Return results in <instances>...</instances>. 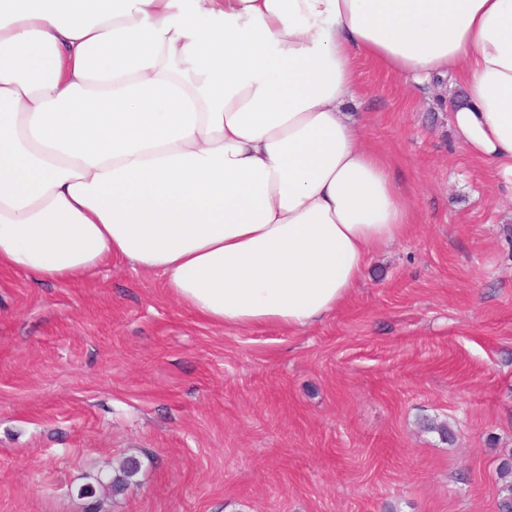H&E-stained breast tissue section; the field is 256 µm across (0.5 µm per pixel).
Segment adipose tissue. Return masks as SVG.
<instances>
[{
    "instance_id": "obj_1",
    "label": "adipose tissue",
    "mask_w": 512,
    "mask_h": 512,
    "mask_svg": "<svg viewBox=\"0 0 512 512\" xmlns=\"http://www.w3.org/2000/svg\"><path fill=\"white\" fill-rule=\"evenodd\" d=\"M361 58L453 78L512 206V0H0V270L120 261L216 326L321 321L414 222L345 110Z\"/></svg>"
}]
</instances>
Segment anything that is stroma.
I'll use <instances>...</instances> for the list:
<instances>
[{"mask_svg": "<svg viewBox=\"0 0 512 512\" xmlns=\"http://www.w3.org/2000/svg\"><path fill=\"white\" fill-rule=\"evenodd\" d=\"M356 76L347 107L416 222L312 327L208 324L121 262L0 273V512H497L512 208L457 145L446 84L365 59ZM129 457L126 490L98 487Z\"/></svg>", "mask_w": 512, "mask_h": 512, "instance_id": "stroma-1", "label": "stroma"}]
</instances>
